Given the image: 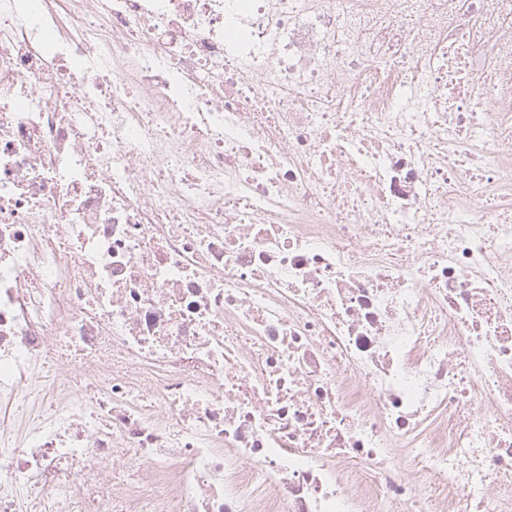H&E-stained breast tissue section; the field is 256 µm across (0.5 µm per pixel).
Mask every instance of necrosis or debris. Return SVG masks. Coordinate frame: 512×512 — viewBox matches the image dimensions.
Instances as JSON below:
<instances>
[{"label":"necrosis or debris","mask_w":512,"mask_h":512,"mask_svg":"<svg viewBox=\"0 0 512 512\" xmlns=\"http://www.w3.org/2000/svg\"><path fill=\"white\" fill-rule=\"evenodd\" d=\"M506 57L512 0H0V512H512Z\"/></svg>","instance_id":"1"}]
</instances>
